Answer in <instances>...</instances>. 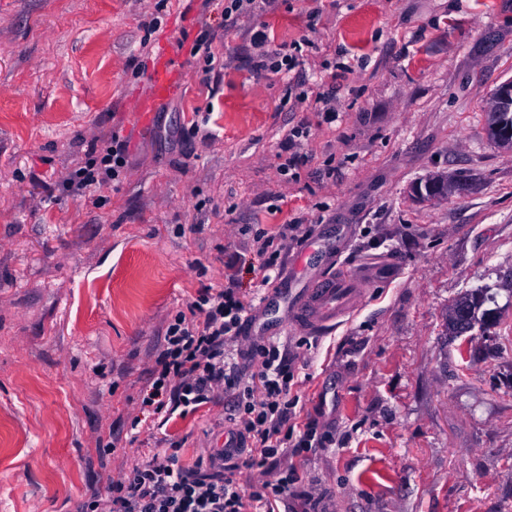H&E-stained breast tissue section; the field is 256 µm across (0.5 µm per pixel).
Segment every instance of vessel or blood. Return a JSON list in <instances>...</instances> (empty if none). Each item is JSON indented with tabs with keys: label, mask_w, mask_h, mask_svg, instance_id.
I'll return each instance as SVG.
<instances>
[{
	"label": "vessel or blood",
	"mask_w": 512,
	"mask_h": 512,
	"mask_svg": "<svg viewBox=\"0 0 512 512\" xmlns=\"http://www.w3.org/2000/svg\"><path fill=\"white\" fill-rule=\"evenodd\" d=\"M176 79L169 61L153 72L142 95V108L135 114L137 122H148L155 107L174 92ZM351 231L348 224L337 227L335 238L320 247L322 267L303 264L301 278L280 290V298L288 302L289 325L305 333L331 328L363 305L371 283L387 279L382 268H351L342 262Z\"/></svg>",
	"instance_id": "b4317fda"
}]
</instances>
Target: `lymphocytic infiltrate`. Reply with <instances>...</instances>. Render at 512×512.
<instances>
[{"label":"lymphocytic infiltrate","mask_w":512,"mask_h":512,"mask_svg":"<svg viewBox=\"0 0 512 512\" xmlns=\"http://www.w3.org/2000/svg\"><path fill=\"white\" fill-rule=\"evenodd\" d=\"M258 71L289 72L300 63L303 42L269 48L264 31L252 33ZM128 146L119 136L94 163L79 168L66 183L83 192L117 180ZM253 301L237 289L206 288L167 321L159 352L147 371L140 405L157 415L197 406L224 392L234 402L227 432L236 448L199 456L193 466L178 462L179 443L153 450L141 463L113 480L107 495L78 499L72 512H281L302 477L291 457L332 444L331 432L316 423L297 428L292 395L294 372L276 339L258 337L247 356L251 374L242 373L234 351L249 323ZM256 468L257 482L243 489L241 465Z\"/></svg>","instance_id":"f902f5d3"}]
</instances>
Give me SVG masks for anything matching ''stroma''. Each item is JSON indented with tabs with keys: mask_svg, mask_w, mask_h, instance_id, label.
Here are the masks:
<instances>
[{
	"mask_svg": "<svg viewBox=\"0 0 512 512\" xmlns=\"http://www.w3.org/2000/svg\"><path fill=\"white\" fill-rule=\"evenodd\" d=\"M258 29L309 40L301 65L254 70ZM167 56L178 87L136 123ZM509 79L512 0H279L230 25L224 0H0V512H69L147 448L181 442L189 464L222 447L225 396L167 420L141 409L162 328L201 289L282 287L340 224L346 263L390 278L334 330H288L282 304L258 314L302 420L336 439L294 458L290 507L512 512V154L483 110ZM300 123L306 160L288 177L281 144ZM115 134L121 178L62 192ZM444 172L466 190L414 201ZM284 224L299 231L269 284L252 237ZM479 288L498 323L449 335V307Z\"/></svg>",
	"mask_w": 512,
	"mask_h": 512,
	"instance_id": "1",
	"label": "stroma"
}]
</instances>
